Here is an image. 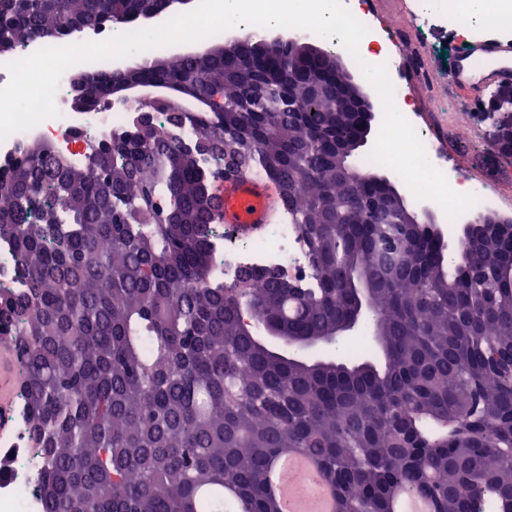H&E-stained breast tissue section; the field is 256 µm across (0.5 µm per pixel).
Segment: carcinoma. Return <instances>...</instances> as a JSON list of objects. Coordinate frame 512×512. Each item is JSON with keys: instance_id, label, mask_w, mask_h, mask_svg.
I'll return each mask as SVG.
<instances>
[{"instance_id": "carcinoma-1", "label": "carcinoma", "mask_w": 512, "mask_h": 512, "mask_svg": "<svg viewBox=\"0 0 512 512\" xmlns=\"http://www.w3.org/2000/svg\"><path fill=\"white\" fill-rule=\"evenodd\" d=\"M174 0H0V55L101 22L169 12ZM204 60L167 58L86 74L80 104L119 83L161 102L168 129L211 144L196 158L156 120L112 132L74 164L46 143L0 171V240L24 288L0 291V336L24 375L43 512H281L266 485L282 456H308L337 512H392L407 491L434 512H512V224L448 254L403 197L384 219L336 148L359 117L344 73L313 96L295 49L227 43ZM290 106L257 94L267 72ZM277 184L304 242L311 281L271 270L224 285L212 264L225 154ZM372 280L385 361L292 359L250 336V305L293 338H323Z\"/></svg>"}]
</instances>
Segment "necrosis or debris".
I'll return each mask as SVG.
<instances>
[{
    "instance_id": "necrosis-or-debris-1",
    "label": "necrosis or debris",
    "mask_w": 512,
    "mask_h": 512,
    "mask_svg": "<svg viewBox=\"0 0 512 512\" xmlns=\"http://www.w3.org/2000/svg\"><path fill=\"white\" fill-rule=\"evenodd\" d=\"M463 2L410 0L408 21L427 32L464 27L467 18ZM336 20L352 43L375 36L386 46L380 61L383 79L378 93L396 109L397 136L380 139L375 159L386 163L409 186L416 185L418 177L401 158L405 150L424 159L427 176L433 183L445 185L469 181L466 170L440 146L420 109L402 112L397 109L401 100L410 95L412 82L433 79L422 59L403 60L402 32L382 21L369 7L353 10L352 0H336ZM131 117V103L119 101L113 102L107 110L80 113L60 110L58 117L46 119L28 131L1 140L0 169L11 165L21 147L33 139L49 142L62 156L74 163H82L84 154L79 149L80 144L98 142L108 132L127 126ZM213 257L217 270L223 272L224 281L228 284L246 267L275 269L296 277L307 272V257L295 227L285 222L265 225L259 235L248 238L229 231L221 232L215 239ZM12 419L13 431L0 436V454L9 462L7 475L0 479V512H42L35 466L37 454L25 432L26 410L23 404H16Z\"/></svg>"
}]
</instances>
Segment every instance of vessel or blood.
I'll list each match as a JSON object with an SVG mask.
<instances>
[{
    "instance_id": "1",
    "label": "vessel or blood",
    "mask_w": 512,
    "mask_h": 512,
    "mask_svg": "<svg viewBox=\"0 0 512 512\" xmlns=\"http://www.w3.org/2000/svg\"><path fill=\"white\" fill-rule=\"evenodd\" d=\"M450 95L480 109L485 94L501 85H512V40L483 37L460 48L445 75ZM280 201L278 187L247 175L225 179L217 186L216 204L222 223L239 235H249L270 223ZM23 375L13 348L0 344V429L9 430L8 417Z\"/></svg>"
}]
</instances>
